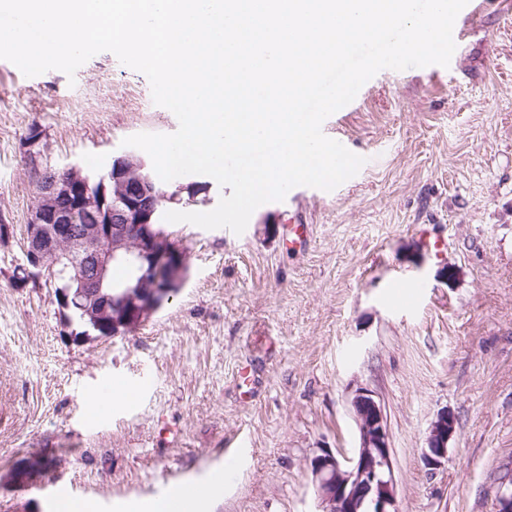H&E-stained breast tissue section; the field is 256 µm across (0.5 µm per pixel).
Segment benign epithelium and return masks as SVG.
<instances>
[{"mask_svg":"<svg viewBox=\"0 0 512 512\" xmlns=\"http://www.w3.org/2000/svg\"><path fill=\"white\" fill-rule=\"evenodd\" d=\"M142 171L123 197L106 203L105 189L81 168L63 171L34 170L46 206L32 212L27 224L25 253L35 275L52 280L65 276L89 299L98 295L112 267L123 257L134 272L126 295L132 304L156 306L169 289L178 285L187 267L186 256L176 246L160 249L167 236L151 224L155 206L165 193L145 173V162L132 152L114 158L109 172L113 180L126 169ZM80 211L83 223L71 222ZM151 289H145L146 284ZM359 432L353 457L341 460L321 450L310 461L320 512H398L393 449L385 407L367 389H357L351 399ZM456 432L455 414L447 409L431 422L422 451L424 466L435 471L448 458V442ZM498 512H512V485L496 487Z\"/></svg>","mask_w":512,"mask_h":512,"instance_id":"benign-epithelium-1","label":"benign epithelium"}]
</instances>
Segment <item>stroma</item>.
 Listing matches in <instances>:
<instances>
[{
  "label": "stroma",
  "instance_id": "1",
  "mask_svg": "<svg viewBox=\"0 0 512 512\" xmlns=\"http://www.w3.org/2000/svg\"><path fill=\"white\" fill-rule=\"evenodd\" d=\"M462 52L441 70H381L324 121L365 159L334 190L295 187L240 235L164 223L188 275L110 338L72 336L50 282L19 279L33 169L99 172L124 138L178 121L111 52L71 78L0 59V512H57L66 498L120 512L226 468L209 512H319L310 461L353 456L359 388L386 406L399 512H496L512 461V11L488 0ZM196 180H172L166 211L208 212L231 193L214 181L193 193ZM116 381L133 399L90 418L88 397ZM444 408L457 430L431 474L420 456ZM34 456L52 472L15 487Z\"/></svg>",
  "mask_w": 512,
  "mask_h": 512
}]
</instances>
